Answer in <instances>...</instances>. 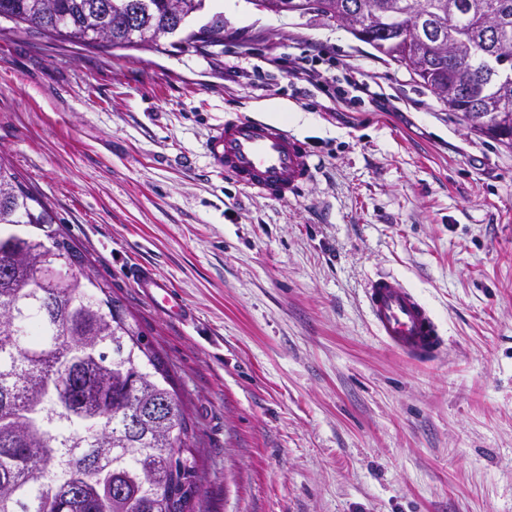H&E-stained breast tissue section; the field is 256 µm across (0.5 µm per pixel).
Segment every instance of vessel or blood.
<instances>
[{
  "instance_id": "1",
  "label": "vessel or blood",
  "mask_w": 512,
  "mask_h": 512,
  "mask_svg": "<svg viewBox=\"0 0 512 512\" xmlns=\"http://www.w3.org/2000/svg\"><path fill=\"white\" fill-rule=\"evenodd\" d=\"M205 148L236 183L269 199L295 197L316 172L305 142L282 126L255 118L225 120L212 130ZM128 274L172 319L191 320L181 295L153 270L133 267ZM365 299L377 333L390 348L420 361L441 351L444 341L431 310L397 279L382 275L371 280Z\"/></svg>"
}]
</instances>
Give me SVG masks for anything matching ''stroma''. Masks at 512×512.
Returning a JSON list of instances; mask_svg holds the SVG:
<instances>
[{"mask_svg":"<svg viewBox=\"0 0 512 512\" xmlns=\"http://www.w3.org/2000/svg\"><path fill=\"white\" fill-rule=\"evenodd\" d=\"M224 38L188 39L214 13ZM314 56L323 83L294 67ZM367 94H339L346 77ZM318 167L265 199L215 125L270 119ZM0 160L167 362L195 434L194 512H512V150L404 66L310 13L208 0L159 45L50 42L0 21ZM152 267L182 325L129 279ZM391 275L448 346L419 363L364 305Z\"/></svg>","mask_w":512,"mask_h":512,"instance_id":"obj_1","label":"stroma"}]
</instances>
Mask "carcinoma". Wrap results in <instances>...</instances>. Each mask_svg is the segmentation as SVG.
I'll use <instances>...</instances> for the list:
<instances>
[{"instance_id":"carcinoma-1","label":"carcinoma","mask_w":512,"mask_h":512,"mask_svg":"<svg viewBox=\"0 0 512 512\" xmlns=\"http://www.w3.org/2000/svg\"><path fill=\"white\" fill-rule=\"evenodd\" d=\"M206 0H0V19L94 47L165 38ZM445 92L472 132L512 150V0H299ZM429 31L382 44L374 18ZM190 37L224 38L217 19ZM468 59L454 67L439 41ZM51 210L0 164V512H192L197 459L166 362Z\"/></svg>"}]
</instances>
